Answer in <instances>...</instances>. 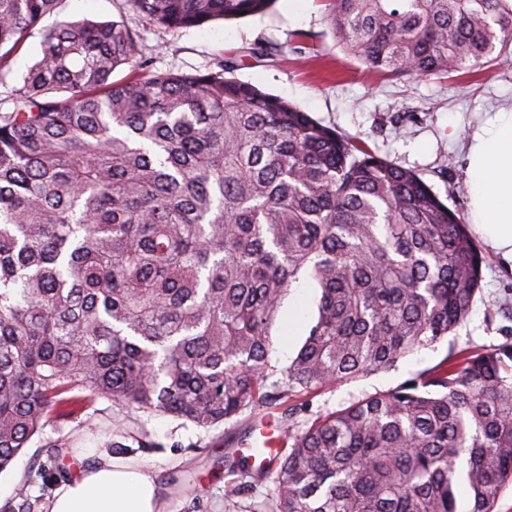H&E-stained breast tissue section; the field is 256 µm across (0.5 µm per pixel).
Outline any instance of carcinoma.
Returning a JSON list of instances; mask_svg holds the SVG:
<instances>
[{
  "mask_svg": "<svg viewBox=\"0 0 512 512\" xmlns=\"http://www.w3.org/2000/svg\"><path fill=\"white\" fill-rule=\"evenodd\" d=\"M58 0H0V75ZM165 29L275 0H126ZM346 52L394 76L506 57L505 0H332ZM145 69L123 21L42 32L0 113V473L95 396L210 428L394 368L471 313L484 258L415 172L231 76ZM320 289L271 365L293 284ZM280 374L275 390L268 375ZM78 387L88 395L69 397ZM275 512H494L512 484V341L282 435ZM318 289L307 280L294 284L286 296L280 313L283 332L273 331L272 349L270 352L271 364L281 368L291 362L296 356L309 328L317 315L316 301ZM297 310L303 314L302 321L292 326L291 318ZM290 319V323H289Z\"/></svg>",
  "mask_w": 512,
  "mask_h": 512,
  "instance_id": "carcinoma-1",
  "label": "carcinoma"
}]
</instances>
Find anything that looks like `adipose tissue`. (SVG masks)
I'll return each instance as SVG.
<instances>
[{"instance_id": "1", "label": "adipose tissue", "mask_w": 512, "mask_h": 512, "mask_svg": "<svg viewBox=\"0 0 512 512\" xmlns=\"http://www.w3.org/2000/svg\"><path fill=\"white\" fill-rule=\"evenodd\" d=\"M470 222L512 263V107L495 112L467 144ZM62 483L49 512H166L157 475L105 450Z\"/></svg>"}]
</instances>
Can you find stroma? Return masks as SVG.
Instances as JSON below:
<instances>
[{
  "label": "stroma",
  "mask_w": 512,
  "mask_h": 512,
  "mask_svg": "<svg viewBox=\"0 0 512 512\" xmlns=\"http://www.w3.org/2000/svg\"><path fill=\"white\" fill-rule=\"evenodd\" d=\"M125 21L137 35L152 73H197L237 60V79L282 98L323 125L416 172L461 219L469 217L465 142L500 107L512 104V44L508 61L445 79L385 77L347 55L330 25L326 0H274L263 14L168 30L135 16L126 0H60L27 37L0 79V113L13 108L12 91L41 53V32L63 22ZM266 54H257V46ZM482 291L467 320L434 347L401 359L389 371L293 397L298 427L366 395L395 388L433 367L450 349L479 351L512 336V267L482 247ZM318 290L309 281L290 288L272 336L270 358L282 367L296 356L317 315ZM245 413L205 429L160 414L131 411L99 396L69 418H50L10 469L0 473V507L18 504L26 490L30 512H47L63 476L91 463L92 448L122 443V456L153 467L167 512H271L274 476L251 480L243 466L226 468L222 455L247 434Z\"/></svg>",
  "instance_id": "obj_1"
}]
</instances>
